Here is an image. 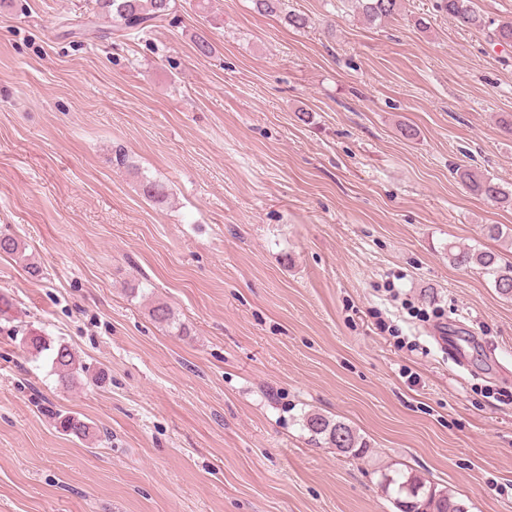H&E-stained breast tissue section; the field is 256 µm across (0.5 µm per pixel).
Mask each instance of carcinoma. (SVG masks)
I'll list each match as a JSON object with an SVG mask.
<instances>
[{"mask_svg":"<svg viewBox=\"0 0 512 512\" xmlns=\"http://www.w3.org/2000/svg\"><path fill=\"white\" fill-rule=\"evenodd\" d=\"M97 16L106 17L116 32L127 30H149L167 20L176 8V0H92ZM362 14L369 21L391 18L399 10V0H356ZM439 8L448 19L463 26L483 30L486 21L476 8L474 0H440ZM491 40L512 46V21L499 23L491 32ZM460 177L476 196L500 204L512 206V193L489 177L471 171H463ZM0 254L20 255L22 246L10 233L0 232ZM448 258L459 268H478L493 278L498 293L512 297V262L504 261L499 254L476 248L448 247ZM152 319L168 327L176 324L173 310L165 303L158 302L151 307ZM52 367L58 382L65 386L76 383L80 376L88 374L76 352L65 344L52 348ZM56 427L66 435L87 438L92 435L91 426L72 415H60ZM313 441H323L329 447L352 458H362L369 452L367 442L348 424L333 420L320 413H311L304 419ZM385 488L392 489L399 512H467L463 503L448 493L426 485V480L417 475L382 474Z\"/></svg>","mask_w":512,"mask_h":512,"instance_id":"obj_1","label":"carcinoma"}]
</instances>
